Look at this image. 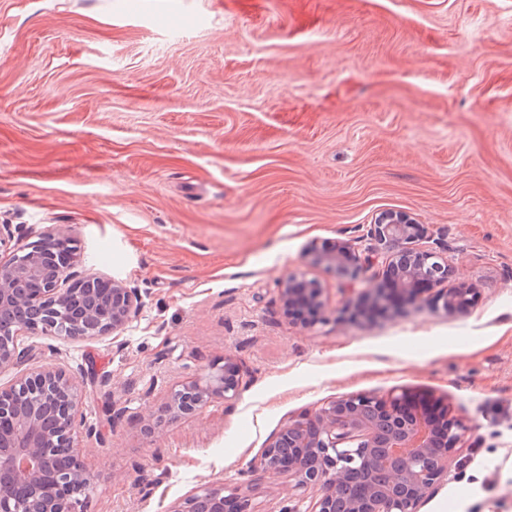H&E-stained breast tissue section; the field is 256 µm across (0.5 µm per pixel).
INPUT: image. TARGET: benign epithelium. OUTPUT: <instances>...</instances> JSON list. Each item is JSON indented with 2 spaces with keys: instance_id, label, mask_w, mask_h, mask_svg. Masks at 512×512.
Segmentation results:
<instances>
[{
  "instance_id": "benign-epithelium-1",
  "label": "benign epithelium",
  "mask_w": 512,
  "mask_h": 512,
  "mask_svg": "<svg viewBox=\"0 0 512 512\" xmlns=\"http://www.w3.org/2000/svg\"><path fill=\"white\" fill-rule=\"evenodd\" d=\"M363 239L372 258L363 261L356 242L342 239L336 248L313 247L317 260L339 272L364 273L372 259L386 260V278L394 285L390 300L403 303L427 290H440L448 315L470 313L477 292L453 285L454 267L441 247L424 245L426 230L406 213L385 211L368 225ZM77 253L68 237L44 232L26 245L15 229L0 224V512H84L81 496L94 476L83 466L78 437H99L82 413L80 381L49 363L20 370L28 348L24 339L90 341L117 337L136 321L142 294L125 282L106 279L92 301L82 285L99 276L74 271ZM284 314L303 326L316 324L324 308L320 285L286 275L279 282ZM246 383L231 355L201 380L171 393V418L197 414L214 399L236 401ZM466 426L448 416L439 402L403 391L389 398L352 394L326 403L279 429L252 467L270 477L286 476L295 494L279 512H416L448 476L452 451ZM320 495L303 505L301 493ZM168 512H255L243 488L226 492L209 483Z\"/></svg>"
}]
</instances>
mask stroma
<instances>
[{"mask_svg":"<svg viewBox=\"0 0 512 512\" xmlns=\"http://www.w3.org/2000/svg\"><path fill=\"white\" fill-rule=\"evenodd\" d=\"M384 211L445 246L470 314L347 306L383 263L353 283L310 247ZM0 224L63 232L145 298L118 337L27 339L102 431L87 512H168L216 481L278 512L287 477L241 476L273 433L404 390L468 428L417 512H512V0H0ZM289 274L321 283L323 322L284 315ZM228 353L240 398L170 418Z\"/></svg>","mask_w":512,"mask_h":512,"instance_id":"obj_1","label":"stroma"}]
</instances>
